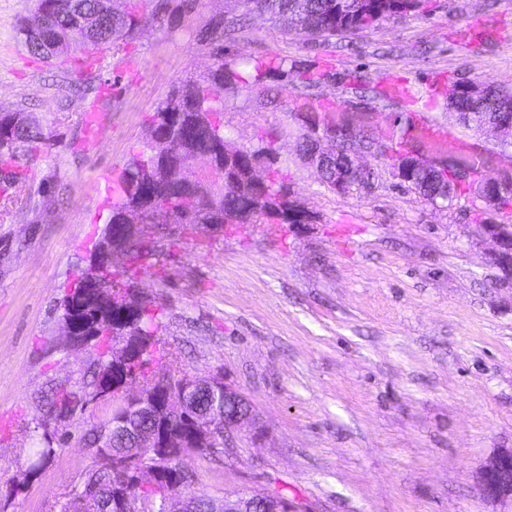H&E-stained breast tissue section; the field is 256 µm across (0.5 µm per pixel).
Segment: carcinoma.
<instances>
[{
	"mask_svg": "<svg viewBox=\"0 0 512 512\" xmlns=\"http://www.w3.org/2000/svg\"><path fill=\"white\" fill-rule=\"evenodd\" d=\"M57 5L58 19L51 27L41 29L31 35L25 25H20L19 34L28 53L38 59H57L61 64L77 61V54L92 48L97 50H120L121 45L132 40L142 26L140 14L142 0H129L123 10L112 14V27L100 30L97 25H89L88 42L80 45L68 38V31L75 21L71 19L70 0H53ZM233 8L217 18L210 17L199 29L198 41L213 59V68L199 78H189L182 82L178 90L161 102L154 115L153 127L158 133L164 132L172 124H179L180 141L171 144L157 138L153 146H144L133 154L116 179L112 196V211L106 228L102 246L112 243L115 235H129L125 227V215L143 209L147 219L172 224H236L238 217L252 215V223L270 221L274 224H303L305 217L290 207L288 202V162L280 159L276 142L279 133L263 130L257 135V143L242 149L232 162L224 161V124L211 127L204 123L211 113L224 114L212 106L220 97L224 86L234 89L255 90L262 96V105L272 111L283 109L284 95L297 92L302 96L313 87L336 80L329 71H312L285 57L277 55L264 59L243 61L240 57H228L229 44L248 28L251 14L259 12L270 19L287 23V28L298 34L323 38L336 36V30L359 28L367 30L384 18L400 16L409 11L418 13L425 9V0H232ZM448 106L457 113L458 119L466 128H478L489 121L494 113L512 108V91H507L486 83L484 104L477 106L464 90V83H448ZM15 112L0 110V136H8L12 151L0 154V159L9 162L14 168L27 165L45 136L43 130L33 125H21L13 120ZM316 125L309 124L298 135L297 149L303 159L316 154ZM216 152L221 167L212 170V175L200 184L192 185V198H174L175 184L171 181L174 172L165 178H152L145 166L154 169L173 168L186 163L197 154ZM349 158L342 148L319 160L321 182L330 187L336 184V163ZM448 188L434 182L427 173L417 183H407L423 200L429 203L443 201L452 203L458 197L461 181L454 179V172L447 171ZM157 245L151 238L135 236L130 247L134 259L155 254ZM64 310L70 312L85 336L97 338L94 352L84 373L86 386L95 388L103 364V349L110 347L109 338L115 328L119 335L138 334L143 348L142 357H132L126 373L143 382H151L153 395L162 403L176 401L174 396L176 375L184 373L178 368L168 370L164 376L150 374V366L158 361L155 356L156 332L159 327L160 306L148 302L136 310L114 306L101 308L92 289L78 288L64 300ZM74 402V393L64 387L54 388L43 397V405L48 414L68 408ZM220 391L201 390L196 402L187 411L173 420L172 432L185 438V447L180 449L181 457L191 454H207L216 463L224 460V454L216 453L208 447L199 446L186 439L190 432L189 416L211 410V405H219ZM155 428L153 418L139 409L117 417L107 415L85 434L87 446L99 447L105 443L107 450L132 447L133 437L139 433L151 432ZM88 480L101 490L109 488L111 475L96 470V462H91L79 475V480ZM193 474H181L172 484L155 489L139 487L134 493L146 499L149 512H159V506L168 494L185 491L193 484Z\"/></svg>",
	"mask_w": 512,
	"mask_h": 512,
	"instance_id": "obj_1",
	"label": "carcinoma"
}]
</instances>
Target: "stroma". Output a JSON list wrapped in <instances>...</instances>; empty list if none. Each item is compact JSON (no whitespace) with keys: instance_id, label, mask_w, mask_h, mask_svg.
<instances>
[{"instance_id":"obj_1","label":"stroma","mask_w":512,"mask_h":512,"mask_svg":"<svg viewBox=\"0 0 512 512\" xmlns=\"http://www.w3.org/2000/svg\"><path fill=\"white\" fill-rule=\"evenodd\" d=\"M38 0H0V108L23 110L46 140L0 216V512H60L92 460L85 434L109 400L76 407L48 430L66 436L56 457L28 473L40 444L42 397L80 388L89 349L72 346L63 301L88 265L108 218L112 180L150 139L152 116L181 82L209 71L198 43L204 19L230 0L168 10L125 50L79 69L31 57L17 30ZM237 55L277 54L336 75L309 98L271 112L257 92L226 90L228 149L279 131L295 199L313 224H152L159 248L136 279L163 313L164 356L191 375H222L253 407L223 464L193 454V492L267 489L299 512H512L484 496L480 472L512 448V287L489 261L483 224H512V207L477 208L465 184L450 208L384 176L346 193L322 185L296 152L312 104L320 126L353 124L400 149L396 119L412 112L409 141L430 162L512 177V147L463 128L448 83L512 88V0H428L424 14L380 21L324 41L284 33L254 16ZM419 89L418 105L374 98L389 82ZM96 107L88 125L85 111ZM448 133L442 149L419 128Z\"/></svg>"}]
</instances>
